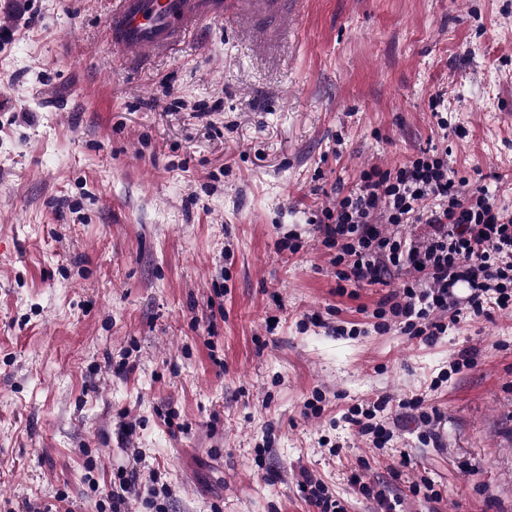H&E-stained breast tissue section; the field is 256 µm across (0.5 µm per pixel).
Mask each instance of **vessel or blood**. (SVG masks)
Here are the masks:
<instances>
[{
  "label": "vessel or blood",
  "instance_id": "obj_1",
  "mask_svg": "<svg viewBox=\"0 0 512 512\" xmlns=\"http://www.w3.org/2000/svg\"><path fill=\"white\" fill-rule=\"evenodd\" d=\"M278 8V0H114L108 24L127 59L141 62L176 49L209 18L268 17Z\"/></svg>",
  "mask_w": 512,
  "mask_h": 512
}]
</instances>
